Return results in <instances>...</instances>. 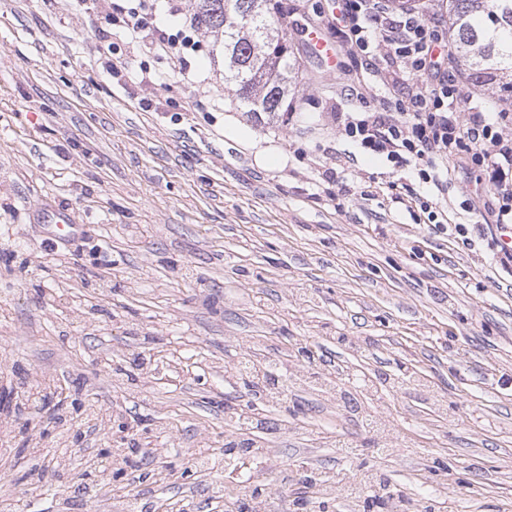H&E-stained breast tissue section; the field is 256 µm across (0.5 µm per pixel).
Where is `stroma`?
<instances>
[{"label": "stroma", "mask_w": 512, "mask_h": 512, "mask_svg": "<svg viewBox=\"0 0 512 512\" xmlns=\"http://www.w3.org/2000/svg\"><path fill=\"white\" fill-rule=\"evenodd\" d=\"M278 3L298 77L289 122L272 126L247 117L207 34L188 57L204 97L177 77L139 83L171 63L119 37L126 68L106 74L90 49L110 22L78 0H0V398L18 401L32 374L53 380L60 436L114 473L113 430L142 423L163 454L104 496L226 512L209 486L244 484L253 465L187 477L185 457L223 447L225 404L251 398L225 363L286 352L306 380L260 403L265 424L250 431L276 450L272 499L343 512L370 472L405 512L430 499L512 512V275L473 228L480 194L448 189L467 244L398 203L406 185L432 197L416 167L334 136L343 113L381 110L397 87L344 52L323 70L304 31L326 25L332 0ZM63 211L76 230L57 225ZM59 452L0 444L14 512H85L82 459L30 484ZM306 466L343 474L335 496L304 484Z\"/></svg>", "instance_id": "obj_1"}]
</instances>
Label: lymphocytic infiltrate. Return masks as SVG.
I'll use <instances>...</instances> for the list:
<instances>
[{"mask_svg":"<svg viewBox=\"0 0 512 512\" xmlns=\"http://www.w3.org/2000/svg\"><path fill=\"white\" fill-rule=\"evenodd\" d=\"M158 0H84L87 10L112 8L122 17L128 44L177 63V75L196 82L187 60L193 36L169 33L154 22ZM336 34L353 54L377 66L376 50H390L385 62L407 84L406 92L383 112H350L337 134L395 167L416 164L422 183L438 195L448 193V171L456 167L487 177L490 197L484 204L489 233L512 228V115L496 117L460 112L455 69L444 66L435 50L442 42L438 21L411 10L391 13L386 0H341Z\"/></svg>","mask_w":512,"mask_h":512,"instance_id":"obj_1","label":"lymphocytic infiltrate"}]
</instances>
